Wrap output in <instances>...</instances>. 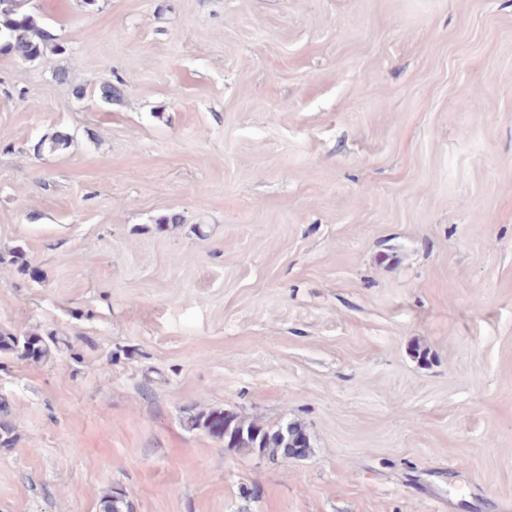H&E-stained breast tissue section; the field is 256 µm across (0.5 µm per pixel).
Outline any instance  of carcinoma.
Masks as SVG:
<instances>
[{
	"label": "carcinoma",
	"mask_w": 512,
	"mask_h": 512,
	"mask_svg": "<svg viewBox=\"0 0 512 512\" xmlns=\"http://www.w3.org/2000/svg\"><path fill=\"white\" fill-rule=\"evenodd\" d=\"M27 4L28 0H0V53L33 62L44 54L53 35ZM55 349H60V341L51 335L44 337L29 333L17 336L0 331V356L17 354L42 361ZM186 427L207 433L223 442L226 448L248 453L279 450L287 455L289 449L299 447V441L304 437L303 429L297 424L265 427L221 408H206L189 415ZM101 512H130V505L123 494L112 491L102 498Z\"/></svg>",
	"instance_id": "1"
}]
</instances>
